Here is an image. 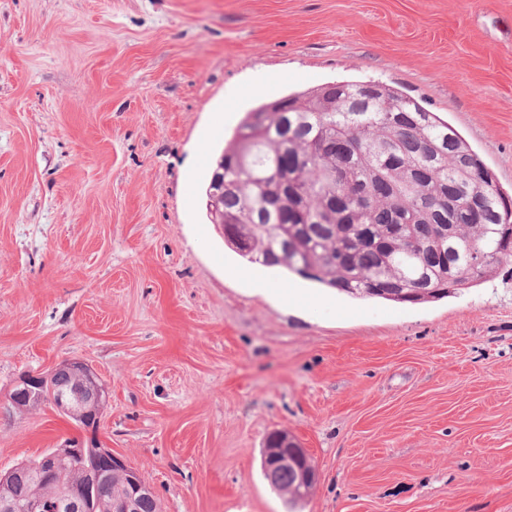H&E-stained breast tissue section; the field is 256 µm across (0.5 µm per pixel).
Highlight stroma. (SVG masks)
Masks as SVG:
<instances>
[{
	"label": "stroma",
	"mask_w": 512,
	"mask_h": 512,
	"mask_svg": "<svg viewBox=\"0 0 512 512\" xmlns=\"http://www.w3.org/2000/svg\"><path fill=\"white\" fill-rule=\"evenodd\" d=\"M343 81L448 121L512 195V0H0V473L76 432L9 395L77 359L112 393L79 432L163 512H512V262L355 300L206 216L246 112ZM274 431L318 473L293 510Z\"/></svg>",
	"instance_id": "1"
}]
</instances>
